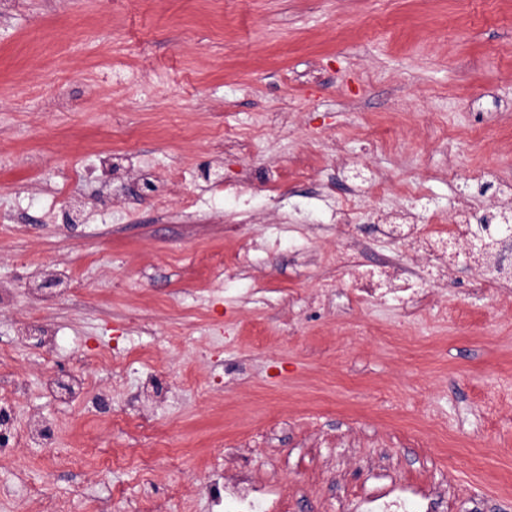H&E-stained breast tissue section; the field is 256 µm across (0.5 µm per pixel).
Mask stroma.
<instances>
[{"instance_id": "1", "label": "stroma", "mask_w": 512, "mask_h": 512, "mask_svg": "<svg viewBox=\"0 0 512 512\" xmlns=\"http://www.w3.org/2000/svg\"><path fill=\"white\" fill-rule=\"evenodd\" d=\"M99 5L0 10V399L17 431L41 416L57 437L0 459V512H48L46 486L81 488L72 512H221L210 470L269 482L276 512L385 492L512 512V281L489 268L476 288L468 256L449 258L409 319L360 301L340 264L351 231L363 264L402 251L375 208L421 225L512 208V0ZM204 127L239 130L246 150L212 151ZM247 161L284 172L277 193H233ZM308 162L315 178L294 177ZM175 167L162 199L140 196L141 172ZM358 175L388 189L361 196L347 230L331 216ZM415 181L427 200L405 196ZM182 194L201 220L179 214ZM62 208L76 225L52 223ZM244 245V266L217 270ZM33 263L71 286L40 279L30 295ZM326 278L336 293L319 304ZM74 373L83 393H48ZM154 377L177 391L139 405Z\"/></svg>"}]
</instances>
